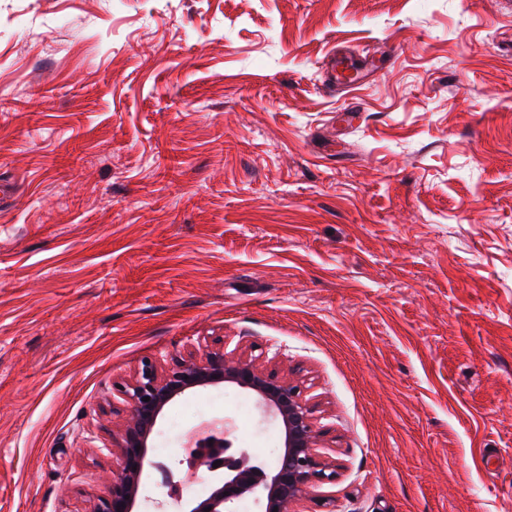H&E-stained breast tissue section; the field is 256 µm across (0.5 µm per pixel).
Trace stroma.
Instances as JSON below:
<instances>
[{"label": "stroma", "instance_id": "35a3bbf8", "mask_svg": "<svg viewBox=\"0 0 512 512\" xmlns=\"http://www.w3.org/2000/svg\"><path fill=\"white\" fill-rule=\"evenodd\" d=\"M0 180V512H91L119 384L219 347L314 409L299 512H512V0H0ZM246 399L151 448L274 461Z\"/></svg>", "mask_w": 512, "mask_h": 512}]
</instances>
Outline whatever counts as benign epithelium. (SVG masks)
Instances as JSON below:
<instances>
[{"instance_id":"1","label":"benign epithelium","mask_w":512,"mask_h":512,"mask_svg":"<svg viewBox=\"0 0 512 512\" xmlns=\"http://www.w3.org/2000/svg\"><path fill=\"white\" fill-rule=\"evenodd\" d=\"M220 383L247 390L264 418L283 435L273 463L257 460L232 440V419L222 416L191 433L179 461L184 471L148 456V441L165 409L190 392ZM120 392L128 405L116 449L118 469L108 493L91 512H238L248 501L253 512L296 509L314 481L336 478V462L317 451L323 432L298 385L245 353L222 349L190 353L160 366L146 359ZM150 401L145 402L143 398ZM221 461L218 467L213 463ZM205 469L211 495L197 501L183 494V483Z\"/></svg>"}]
</instances>
